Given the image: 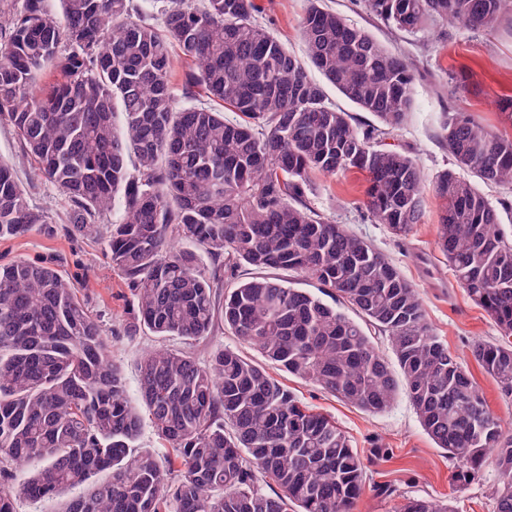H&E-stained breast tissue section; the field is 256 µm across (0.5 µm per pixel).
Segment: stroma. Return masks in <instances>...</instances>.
Instances as JSON below:
<instances>
[{
	"label": "stroma",
	"mask_w": 512,
	"mask_h": 512,
	"mask_svg": "<svg viewBox=\"0 0 512 512\" xmlns=\"http://www.w3.org/2000/svg\"><path fill=\"white\" fill-rule=\"evenodd\" d=\"M256 3L257 22L290 53L305 58L299 23L310 0ZM323 5L413 63L414 106L390 141L417 159L426 180L451 166L452 157L442 140L448 114L470 113L488 130L512 136V120L498 110L499 100L512 96V0H505L503 20L491 32L435 20L418 32L407 33L389 28L370 13L365 0H323ZM21 155L12 125L0 119V159L16 162V175L29 204L50 218L48 225L23 236L0 239V264L15 260L57 264L99 316L112 338V356L124 369L127 387L135 389L137 364L159 340L148 334L127 335L135 314L133 292L113 268L104 240L64 232L70 211L67 199L22 162ZM365 188V176L356 170L316 175L305 200L322 216L370 241L420 289L434 333L462 358L490 410L512 428V402L472 355L474 342L496 338L498 329L457 283L437 245L441 201L432 188H425L421 222L407 236L397 237L386 225L372 220ZM274 376L303 403L332 416L365 460V488L351 512H398L408 497L444 501L454 512H495L492 467L468 481H457L452 461L425 433L406 396H399L388 411L371 414L283 371H275ZM384 485L395 488V496L380 495L378 489Z\"/></svg>",
	"instance_id": "1"
}]
</instances>
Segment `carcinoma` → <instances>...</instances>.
Returning a JSON list of instances; mask_svg holds the SVG:
<instances>
[{
  "mask_svg": "<svg viewBox=\"0 0 512 512\" xmlns=\"http://www.w3.org/2000/svg\"><path fill=\"white\" fill-rule=\"evenodd\" d=\"M366 2L399 30L441 18L491 31L504 0ZM59 4L22 0L10 16L0 118L69 200L66 232L106 241L136 298L130 331L194 346L225 326L274 367L373 414L403 392L458 480L494 459L496 512H512V433L434 334L419 289L304 201L312 174L355 168L367 174L375 222L398 237L420 223V166L385 142L413 107L406 59L311 0L301 20L308 62L377 119L360 131L256 23L255 0H166L161 31L130 0ZM178 58L193 64L186 105L173 93ZM48 73L60 79L43 87ZM198 90L224 109L196 103ZM443 140L453 167L433 184L438 245L498 328L472 354L512 397V227L477 188L512 185V137L456 112ZM118 198L121 220L99 223ZM46 223L0 161V238ZM291 273L317 291L294 286ZM369 329L387 337L397 366ZM137 371L162 455L138 445L142 414L79 288L50 263L0 267V512H18L22 498L55 501V512H351L364 459L264 366L224 347L201 363L159 346ZM400 512L454 510L409 497Z\"/></svg>",
  "mask_w": 512,
  "mask_h": 512,
  "instance_id": "obj_1",
  "label": "carcinoma"
}]
</instances>
